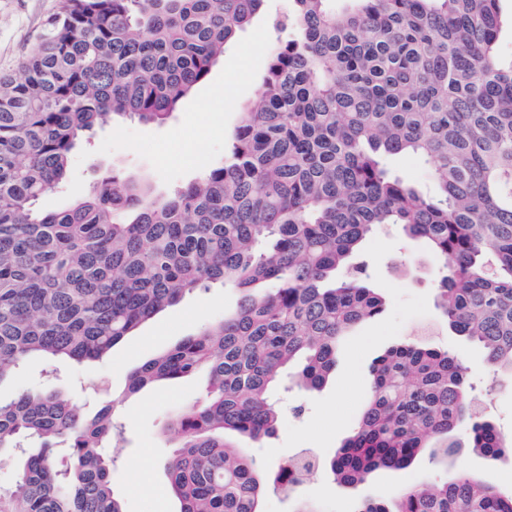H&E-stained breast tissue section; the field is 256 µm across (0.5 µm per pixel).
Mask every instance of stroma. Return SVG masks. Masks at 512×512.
<instances>
[{
  "instance_id": "obj_1",
  "label": "stroma",
  "mask_w": 512,
  "mask_h": 512,
  "mask_svg": "<svg viewBox=\"0 0 512 512\" xmlns=\"http://www.w3.org/2000/svg\"><path fill=\"white\" fill-rule=\"evenodd\" d=\"M60 0H0V76L18 74L30 48L39 39L45 20ZM289 0H266L263 13L240 31L209 80L197 87L170 122L155 127L136 120H121L97 130L72 153L67 179L60 190L45 195L40 206L60 210L83 195L100 176L115 168L125 175L149 181L158 191L185 183L202 166L222 162L224 146L238 124L241 112L256 99L265 64V48L280 38L274 21L286 14ZM364 257L374 264L373 285L382 293L386 308L345 336L336 370L321 390H292L283 400L275 433L254 454L277 467L304 448L320 456L332 455L358 421L370 395L371 365L389 347L406 340L426 339L455 352L468 366V393L483 415L500 430L512 432V377L493 376L484 352L475 344L451 334L434 302L439 262L426 248L406 242L395 227L377 228L364 242ZM237 291L212 286L186 294L182 301L142 324L132 336L100 360L35 363L25 366L9 383L0 386L1 397L53 387L81 409L105 400L106 389L124 386L128 373L156 353L214 323L236 307ZM205 378L182 381L144 392L119 408L126 443L115 465L113 482L125 512H176L178 505L167 492L165 462L171 454V436L162 430L181 408L204 390ZM456 476H492L512 491V455L496 460L466 448L448 467L421 456L409 469L380 471L358 488L334 483L323 470L300 486L294 495L269 493L263 512H293L297 500L311 502L317 512H355L364 497L390 500L407 487L441 472Z\"/></svg>"
}]
</instances>
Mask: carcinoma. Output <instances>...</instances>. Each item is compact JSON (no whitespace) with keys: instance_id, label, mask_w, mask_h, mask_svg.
I'll list each match as a JSON object with an SVG mask.
<instances>
[{"instance_id":"obj_1","label":"carcinoma","mask_w":512,"mask_h":512,"mask_svg":"<svg viewBox=\"0 0 512 512\" xmlns=\"http://www.w3.org/2000/svg\"><path fill=\"white\" fill-rule=\"evenodd\" d=\"M265 0H60L17 78L0 77V384L30 362L101 359L186 294L238 290L236 310L128 376L126 393L204 374L171 418L165 463L178 512H262L303 484L299 458L269 483L229 437L273 435L285 376L323 388L342 336L380 316L364 240L382 224L441 262L448 329L512 374V57L501 0H292L257 101L224 161L159 195L117 172L60 211L40 199L69 158L120 119L163 125L205 82ZM412 154L431 192L392 170ZM467 367L424 341L390 347L371 395L328 460L338 484L409 468L430 448L495 458L512 434L481 418ZM113 406L85 412L53 390L0 398V460L22 458L0 512H124L112 486ZM355 512H512L489 476L460 473Z\"/></svg>"}]
</instances>
